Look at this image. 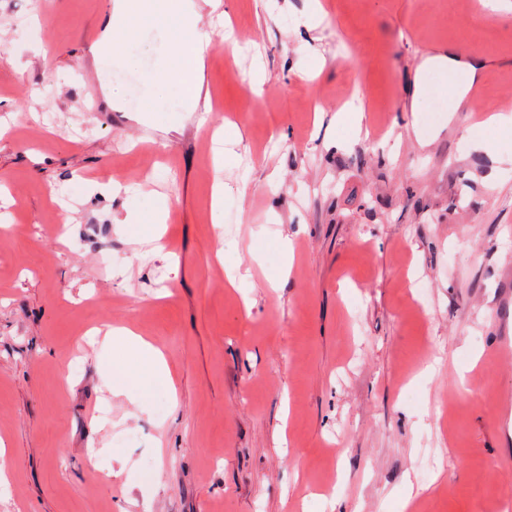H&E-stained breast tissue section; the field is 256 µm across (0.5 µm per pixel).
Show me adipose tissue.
I'll return each mask as SVG.
<instances>
[{
	"label": "adipose tissue",
	"mask_w": 512,
	"mask_h": 512,
	"mask_svg": "<svg viewBox=\"0 0 512 512\" xmlns=\"http://www.w3.org/2000/svg\"><path fill=\"white\" fill-rule=\"evenodd\" d=\"M221 5L222 0H205L201 6L194 0H114L92 54L99 58L111 54L115 44L134 40L137 29L132 18H140L149 26L167 27L174 38V50L147 79L155 99L177 97L182 100L185 112H197L206 58L212 45V13ZM110 336L113 344L135 353L139 365L135 373L119 363L110 365L109 370L116 378V393L136 403L143 397L142 383L172 387V371L161 351L126 328L112 329Z\"/></svg>",
	"instance_id": "ef3b65f1"
}]
</instances>
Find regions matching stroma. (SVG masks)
Masks as SVG:
<instances>
[{
	"mask_svg": "<svg viewBox=\"0 0 512 512\" xmlns=\"http://www.w3.org/2000/svg\"><path fill=\"white\" fill-rule=\"evenodd\" d=\"M321 3L309 31L306 0H223L242 51H210L201 125L177 100L141 110L163 28L106 75L87 36L109 0H0V512H401L409 495L499 512L512 496V171L471 140L512 147L486 122L512 113V18ZM450 49L484 60L464 102L430 71L413 103L418 66ZM355 98L359 136L334 119ZM225 119L229 155L211 135ZM113 179L143 189L140 210L166 201L160 240L131 242L125 196L100 190ZM117 326L165 353L177 400L113 395L106 364L136 363L106 341Z\"/></svg>",
	"mask_w": 512,
	"mask_h": 512,
	"instance_id": "obj_1",
	"label": "stroma"
}]
</instances>
